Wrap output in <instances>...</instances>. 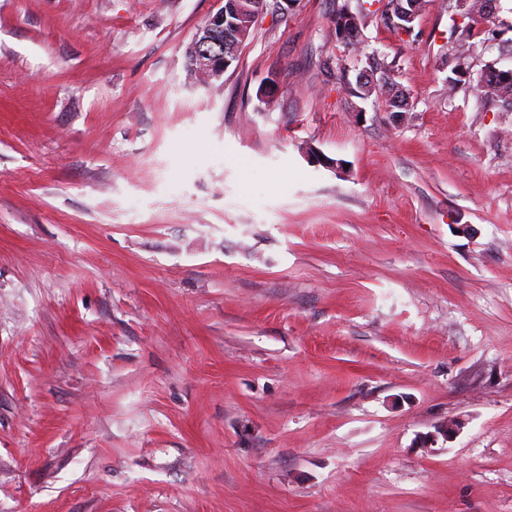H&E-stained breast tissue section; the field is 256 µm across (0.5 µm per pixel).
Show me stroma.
I'll return each mask as SVG.
<instances>
[{
    "mask_svg": "<svg viewBox=\"0 0 512 512\" xmlns=\"http://www.w3.org/2000/svg\"><path fill=\"white\" fill-rule=\"evenodd\" d=\"M218 8L0 0V512H512V105L450 90L456 0H283L199 86ZM470 40L512 68V0Z\"/></svg>",
    "mask_w": 512,
    "mask_h": 512,
    "instance_id": "1",
    "label": "stroma"
}]
</instances>
